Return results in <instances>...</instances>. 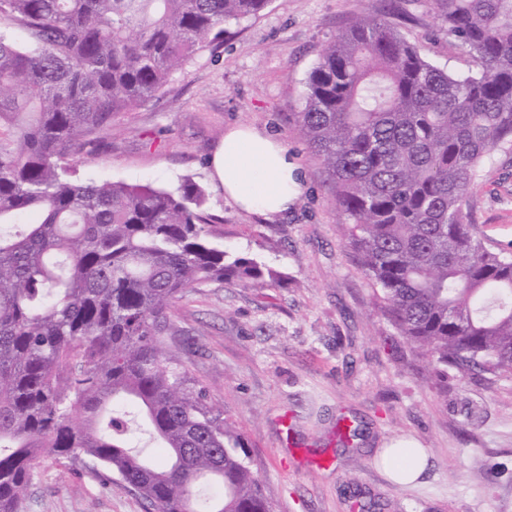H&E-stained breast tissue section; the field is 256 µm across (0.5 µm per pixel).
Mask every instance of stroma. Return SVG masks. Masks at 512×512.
<instances>
[{"label": "stroma", "mask_w": 512, "mask_h": 512, "mask_svg": "<svg viewBox=\"0 0 512 512\" xmlns=\"http://www.w3.org/2000/svg\"><path fill=\"white\" fill-rule=\"evenodd\" d=\"M406 14L399 32L437 66L474 63L449 39L434 0H269L224 27L148 105L121 114L83 178L173 189L192 180L225 248L279 275L255 287L188 293L173 319L181 359L234 424L273 512H512V376L438 371L377 308L339 238L334 189L300 137L294 112L322 49L355 16ZM276 135L307 184L288 218L245 212L209 175L231 125ZM478 233L512 246V148L487 160L469 193ZM359 438L336 446L339 418ZM400 439L425 451L422 481L403 486L378 464ZM23 512H145L119 483L81 466L37 460Z\"/></svg>", "instance_id": "35a3bbf8"}]
</instances>
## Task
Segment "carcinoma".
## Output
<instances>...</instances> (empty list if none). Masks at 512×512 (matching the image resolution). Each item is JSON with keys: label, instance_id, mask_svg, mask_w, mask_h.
Segmentation results:
<instances>
[{"label": "carcinoma", "instance_id": "carcinoma-1", "mask_svg": "<svg viewBox=\"0 0 512 512\" xmlns=\"http://www.w3.org/2000/svg\"><path fill=\"white\" fill-rule=\"evenodd\" d=\"M267 2L0 0V512H22L45 454L152 512H273L166 337L186 293L275 273L213 238L198 184L77 173L115 116ZM435 2L475 72L433 64L389 13L358 17L306 77L295 123L399 334L433 365L512 375V251L467 208L512 145V0Z\"/></svg>", "mask_w": 512, "mask_h": 512}]
</instances>
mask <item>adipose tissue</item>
I'll list each match as a JSON object with an SVG mask.
<instances>
[{
	"label": "adipose tissue",
	"mask_w": 512,
	"mask_h": 512,
	"mask_svg": "<svg viewBox=\"0 0 512 512\" xmlns=\"http://www.w3.org/2000/svg\"><path fill=\"white\" fill-rule=\"evenodd\" d=\"M210 165L225 194L259 215L287 216L305 188L304 173L287 146L250 127L229 128Z\"/></svg>",
	"instance_id": "adipose-tissue-1"
}]
</instances>
